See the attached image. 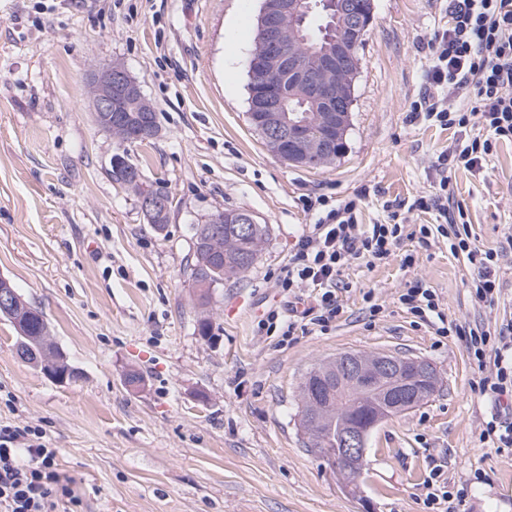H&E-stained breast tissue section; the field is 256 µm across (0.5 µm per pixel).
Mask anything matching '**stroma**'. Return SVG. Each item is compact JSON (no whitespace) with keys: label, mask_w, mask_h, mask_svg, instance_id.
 I'll return each instance as SVG.
<instances>
[{"label":"stroma","mask_w":512,"mask_h":512,"mask_svg":"<svg viewBox=\"0 0 512 512\" xmlns=\"http://www.w3.org/2000/svg\"><path fill=\"white\" fill-rule=\"evenodd\" d=\"M260 5L0 0V275L82 371L61 384L21 361L0 319V423L45 429L83 512H428L423 482L437 464L463 494L455 512H512V456L479 440L490 406L463 339L437 338L397 300L417 281L451 322L512 325V142L479 175L451 173L476 247L499 255L494 304L475 300L478 269L445 239L406 238L374 268H345L329 331L289 341L257 328L269 305L315 303L310 290L275 283L313 221L303 195L360 196L359 223L377 224L386 205L433 192L432 164L456 134L406 117L447 4L374 0L345 151L318 170L280 160L249 123ZM115 61L156 111L158 137L130 154L173 199L160 233L108 174L117 146L95 120L89 79ZM218 209L252 212L268 234L249 272L203 305L187 270L191 227ZM204 315L209 340L197 332ZM346 352L417 357L438 375L427 402L372 431L356 497L306 450L296 418L303 376ZM132 370L143 379L135 391L124 383Z\"/></svg>","instance_id":"stroma-1"}]
</instances>
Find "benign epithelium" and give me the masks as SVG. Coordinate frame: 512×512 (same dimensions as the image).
<instances>
[{"mask_svg": "<svg viewBox=\"0 0 512 512\" xmlns=\"http://www.w3.org/2000/svg\"><path fill=\"white\" fill-rule=\"evenodd\" d=\"M373 12L374 0H261L254 49L247 62L249 77L272 78L285 59L294 60L310 76L301 92L306 94L308 101L321 102L315 111L299 114L287 111L285 99L271 89L250 94L249 121L279 159L307 169H320L335 157V147L345 143L351 124L354 83L360 68L359 47L372 23ZM313 14L326 20L341 21L354 33L350 46L343 45L342 38L337 36L333 40L336 49L328 48L309 61L298 58L297 49L302 43V29L298 24ZM91 91L99 126L112 128L120 113L130 111L131 102L135 101L139 103L137 139L146 141L158 136V124L154 113L150 112L151 102L126 69L108 66L95 71ZM110 164L126 169L127 180L140 187L138 198L147 218L165 221L169 216V204L157 187L146 183L140 171L129 167L128 160L120 154L111 158ZM226 224L235 225L241 236L250 237L258 221L247 211H226L222 217L213 215L206 219V233L220 238ZM16 297L13 282L1 276L0 311L14 313ZM337 361L338 368L320 374L323 382L330 385L336 379L344 380L360 394L381 392L372 405L370 428L394 413L407 410L419 391L430 389L437 383L435 368L422 359L346 354ZM368 432L369 428L353 424L347 427L340 463H329L330 472H336L339 467L347 471L359 468L366 455Z\"/></svg>", "mask_w": 512, "mask_h": 512, "instance_id": "obj_1", "label": "benign epithelium"}]
</instances>
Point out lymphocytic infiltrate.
I'll list each match as a JSON object with an SVG mask.
<instances>
[{
    "mask_svg": "<svg viewBox=\"0 0 512 512\" xmlns=\"http://www.w3.org/2000/svg\"><path fill=\"white\" fill-rule=\"evenodd\" d=\"M427 47L424 90L408 119L454 126L461 136L437 158L439 193L416 197L411 208L434 210L444 219L441 234L450 251L480 267L475 298L491 303L501 293L497 255L474 247L465 211L442 193L450 185L449 171L482 170L499 141H512V0H448V20ZM303 209L316 220L298 238L276 281L288 293L313 289L316 305L299 315L273 308L260 321L262 330L288 338L311 328L329 331L341 313L336 290L343 269L357 261L372 267L387 260L407 229L406 217L395 211L383 224L358 223L357 201L349 197L333 204L309 196ZM398 302L435 335L463 338L478 371V392L493 407L479 440L499 452L511 448L512 420L503 418L499 406L512 401V330L450 323L437 292L413 282L402 288ZM56 455L41 427L0 425V512H81L80 499L56 467Z\"/></svg>",
    "mask_w": 512,
    "mask_h": 512,
    "instance_id": "lymphocytic-infiltrate-1",
    "label": "lymphocytic infiltrate"
}]
</instances>
